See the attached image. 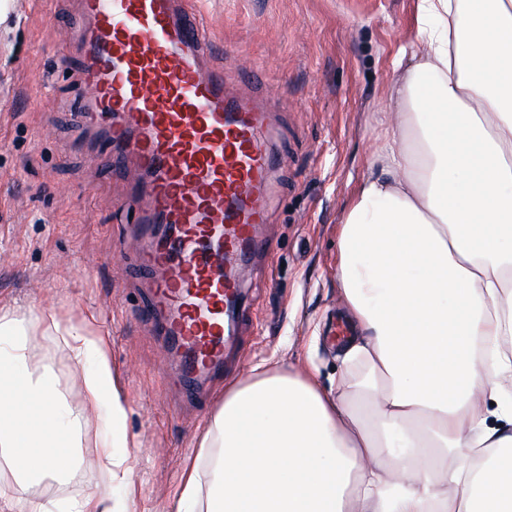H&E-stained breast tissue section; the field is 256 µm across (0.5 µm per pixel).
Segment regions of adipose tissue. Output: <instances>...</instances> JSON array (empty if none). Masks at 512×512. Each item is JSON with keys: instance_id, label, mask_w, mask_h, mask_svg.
<instances>
[{"instance_id": "adipose-tissue-1", "label": "adipose tissue", "mask_w": 512, "mask_h": 512, "mask_svg": "<svg viewBox=\"0 0 512 512\" xmlns=\"http://www.w3.org/2000/svg\"><path fill=\"white\" fill-rule=\"evenodd\" d=\"M413 25L421 49L394 62L390 135L342 217L346 373L327 390L262 362L230 383L184 467L186 512H512V356L476 352L512 339V0H416ZM42 328L84 370L89 408L106 410L100 467L128 480L113 454L129 445L128 406L104 337L0 306V498L14 512H51L22 457L45 475L76 464L54 369L28 367Z\"/></svg>"}]
</instances>
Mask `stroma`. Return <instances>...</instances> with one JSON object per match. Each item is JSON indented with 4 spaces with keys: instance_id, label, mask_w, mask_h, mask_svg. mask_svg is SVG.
Here are the masks:
<instances>
[{
    "instance_id": "35a3bbf8",
    "label": "stroma",
    "mask_w": 512,
    "mask_h": 512,
    "mask_svg": "<svg viewBox=\"0 0 512 512\" xmlns=\"http://www.w3.org/2000/svg\"><path fill=\"white\" fill-rule=\"evenodd\" d=\"M191 2L223 46L226 80L260 98L281 159L260 227L274 253L247 268L223 381L192 394L160 371L166 349L141 315L147 282L117 248L132 222L128 182L105 152L88 162L86 135L69 108L77 68L61 60L59 43L75 22L74 0H12L0 23V306L34 307L105 335L129 406L122 454L131 481L112 486L95 464L102 423L83 415L84 392L69 383L60 336L33 337L31 364L53 365L66 410L82 428L76 469L31 485L53 512H73L106 489L127 512H177L181 474L225 382L264 361L312 370L326 389L345 371L336 339L346 312L336 280L340 224L387 135L381 112L393 61L413 39L415 0ZM245 56L264 66L276 96L243 77Z\"/></svg>"
}]
</instances>
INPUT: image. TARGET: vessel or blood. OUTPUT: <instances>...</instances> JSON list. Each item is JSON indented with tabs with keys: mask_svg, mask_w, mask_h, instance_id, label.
Returning <instances> with one entry per match:
<instances>
[{
	"mask_svg": "<svg viewBox=\"0 0 512 512\" xmlns=\"http://www.w3.org/2000/svg\"><path fill=\"white\" fill-rule=\"evenodd\" d=\"M77 12L62 37L81 46L76 117L128 173L138 218L120 249L151 273L144 312L190 392L223 371L241 274L269 250L267 118L225 85L189 0H77Z\"/></svg>",
	"mask_w": 512,
	"mask_h": 512,
	"instance_id": "b4317fda",
	"label": "vessel or blood"
}]
</instances>
